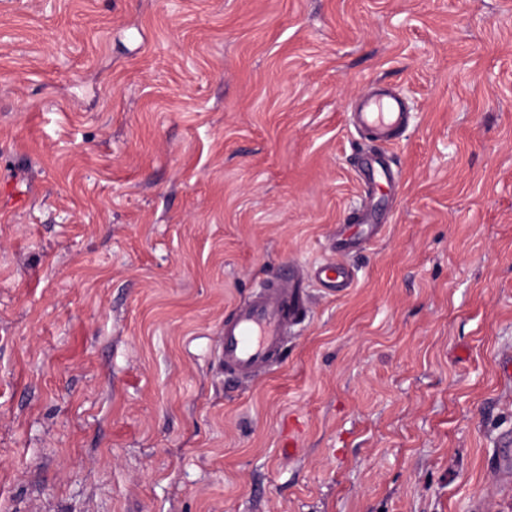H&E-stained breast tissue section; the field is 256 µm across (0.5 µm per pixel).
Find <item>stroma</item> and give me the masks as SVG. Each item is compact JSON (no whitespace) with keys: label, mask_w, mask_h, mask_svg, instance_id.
<instances>
[{"label":"stroma","mask_w":512,"mask_h":512,"mask_svg":"<svg viewBox=\"0 0 512 512\" xmlns=\"http://www.w3.org/2000/svg\"><path fill=\"white\" fill-rule=\"evenodd\" d=\"M384 229L243 387L224 319ZM512 0H0V512H512ZM361 139L370 142L369 153L363 156L364 172L370 197L376 178H390L391 164L386 148L397 144L408 127V112L399 95L389 90H374L360 101L353 113ZM377 216L369 204H365L351 217L350 222L356 225V234H342L337 239L336 249L351 251L358 242H369L380 234L383 224L377 223Z\"/></svg>","instance_id":"35a3bbf8"}]
</instances>
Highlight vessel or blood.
I'll return each mask as SVG.
<instances>
[{
	"instance_id": "1",
	"label": "vessel or blood",
	"mask_w": 512,
	"mask_h": 512,
	"mask_svg": "<svg viewBox=\"0 0 512 512\" xmlns=\"http://www.w3.org/2000/svg\"><path fill=\"white\" fill-rule=\"evenodd\" d=\"M354 117L361 139L371 144L363 164L367 185L372 188L377 178L390 175L387 149L397 144L406 132L408 114L399 95L389 90H374L361 99ZM351 222L357 228L356 233L341 235L336 242L337 249L353 250L357 243L376 238L381 230L369 205L357 210ZM308 279L340 292L353 284L349 267L338 259L315 266ZM303 281L292 273L274 274L247 300L235 306L232 315L224 321V335L217 351V362L225 375L252 384L279 364L292 327L307 317Z\"/></svg>"
}]
</instances>
